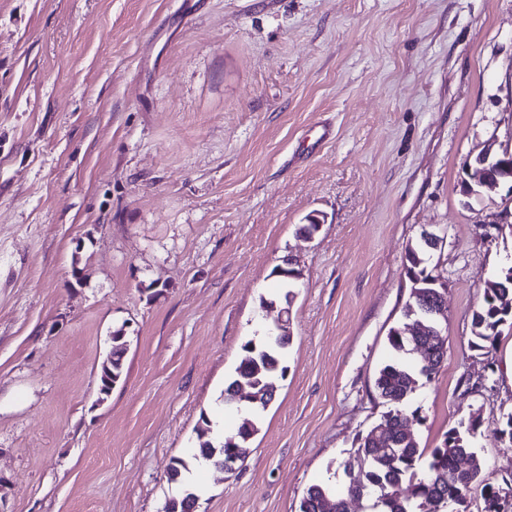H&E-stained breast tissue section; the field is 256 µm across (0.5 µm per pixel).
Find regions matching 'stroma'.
Here are the masks:
<instances>
[{
    "label": "stroma",
    "mask_w": 512,
    "mask_h": 512,
    "mask_svg": "<svg viewBox=\"0 0 512 512\" xmlns=\"http://www.w3.org/2000/svg\"><path fill=\"white\" fill-rule=\"evenodd\" d=\"M487 146L512 150V0H0V512H164L202 418L237 430L224 385L289 261L288 372L249 456L187 480L196 512L342 488L386 410L374 382L425 231L447 344L410 399L415 438L480 416L500 483L512 328L487 353L471 317L512 266V197L464 192ZM121 327L125 379L103 397Z\"/></svg>",
    "instance_id": "35a3bbf8"
}]
</instances>
